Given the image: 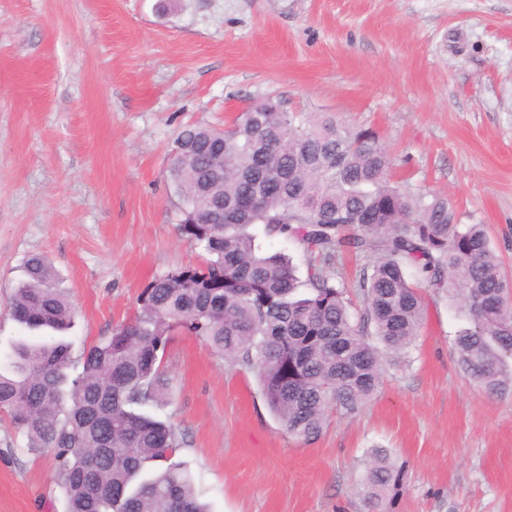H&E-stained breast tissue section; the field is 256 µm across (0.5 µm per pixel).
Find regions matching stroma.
Returning a JSON list of instances; mask_svg holds the SVG:
<instances>
[{"mask_svg":"<svg viewBox=\"0 0 512 512\" xmlns=\"http://www.w3.org/2000/svg\"><path fill=\"white\" fill-rule=\"evenodd\" d=\"M376 132L413 192L483 225L512 276V0H0V363L31 254L75 306V346L132 318L153 277L197 265L167 155L188 124L258 98ZM404 358L312 440L270 413L254 375L176 335L158 409L211 512H512V394L458 364L465 317L424 290ZM402 470L368 500L375 453ZM50 456L0 421V512H63Z\"/></svg>","mask_w":512,"mask_h":512,"instance_id":"obj_1","label":"stroma"}]
</instances>
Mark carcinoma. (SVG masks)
Returning <instances> with one entry per match:
<instances>
[{"label":"carcinoma","mask_w":512,"mask_h":512,"mask_svg":"<svg viewBox=\"0 0 512 512\" xmlns=\"http://www.w3.org/2000/svg\"><path fill=\"white\" fill-rule=\"evenodd\" d=\"M251 108L222 130L185 127L169 154L178 232L206 263L156 277L136 315L78 358L59 337L75 311L56 269L40 254L24 262L9 306L32 335L0 367V414L29 452L53 456L65 512H209L175 461L183 433L147 412L171 400L164 356L177 334L253 371L281 426L313 439L331 405L357 412L386 356L413 343L427 286L458 300L469 322L454 340L462 368L492 395L512 392V280L482 225L395 186L375 133L275 101ZM257 224L300 245L305 277L261 250ZM344 252L363 260L350 288L336 268ZM367 480L377 501L399 474L382 462Z\"/></svg>","instance_id":"1"}]
</instances>
